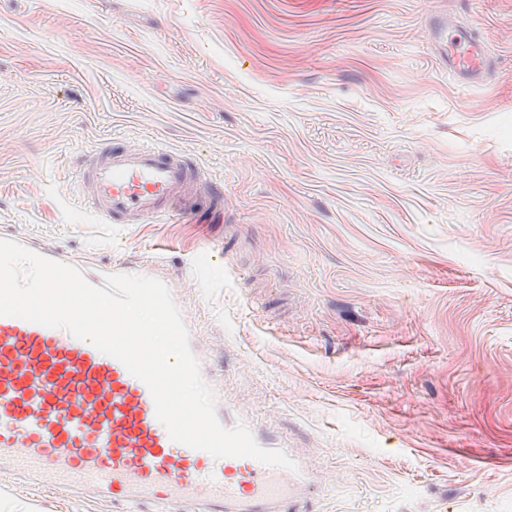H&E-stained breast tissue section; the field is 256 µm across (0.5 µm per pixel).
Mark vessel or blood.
<instances>
[{
    "instance_id": "1",
    "label": "vessel or blood",
    "mask_w": 512,
    "mask_h": 512,
    "mask_svg": "<svg viewBox=\"0 0 512 512\" xmlns=\"http://www.w3.org/2000/svg\"><path fill=\"white\" fill-rule=\"evenodd\" d=\"M440 63L465 84L495 61L475 28L430 17ZM76 179L83 200L107 224H143L184 198L219 200L223 189L162 144L115 143L85 155ZM227 428L242 414L215 390ZM0 462L38 486L82 488L130 503L199 502L204 512H296L317 490L305 462L296 471L251 458L213 459L173 442L147 385L116 358L62 329L0 315Z\"/></svg>"
}]
</instances>
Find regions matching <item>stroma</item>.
Listing matches in <instances>:
<instances>
[{"instance_id": "obj_1", "label": "stroma", "mask_w": 512, "mask_h": 512, "mask_svg": "<svg viewBox=\"0 0 512 512\" xmlns=\"http://www.w3.org/2000/svg\"><path fill=\"white\" fill-rule=\"evenodd\" d=\"M110 141L188 154L223 222L103 223L75 175ZM1 231L170 280L312 512H512V0H0ZM0 512L155 507L0 467ZM437 60L464 84L478 83L494 68L495 61L485 49L482 34L435 15L428 20Z\"/></svg>"}]
</instances>
